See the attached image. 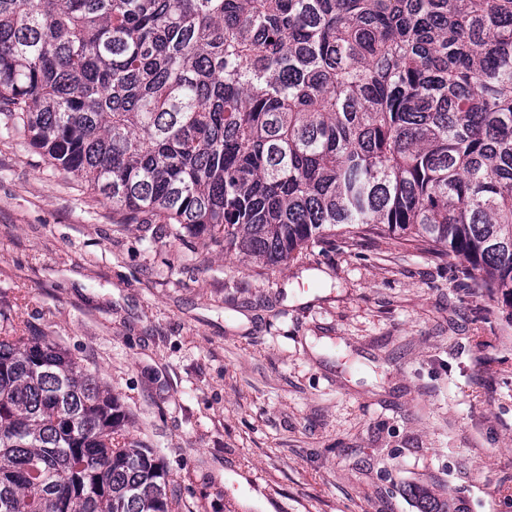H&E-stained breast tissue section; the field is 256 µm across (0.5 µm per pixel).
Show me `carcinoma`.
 I'll return each mask as SVG.
<instances>
[{"instance_id": "obj_1", "label": "carcinoma", "mask_w": 512, "mask_h": 512, "mask_svg": "<svg viewBox=\"0 0 512 512\" xmlns=\"http://www.w3.org/2000/svg\"><path fill=\"white\" fill-rule=\"evenodd\" d=\"M1 111L129 219L269 265L380 226L512 319V0H0ZM127 423L47 337L0 336V512H172Z\"/></svg>"}]
</instances>
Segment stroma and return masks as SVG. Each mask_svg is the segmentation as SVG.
Listing matches in <instances>:
<instances>
[{
	"mask_svg": "<svg viewBox=\"0 0 512 512\" xmlns=\"http://www.w3.org/2000/svg\"><path fill=\"white\" fill-rule=\"evenodd\" d=\"M464 267L376 230L272 266L127 224L0 115V327L100 377L172 512H512V320Z\"/></svg>",
	"mask_w": 512,
	"mask_h": 512,
	"instance_id": "obj_1",
	"label": "stroma"
}]
</instances>
